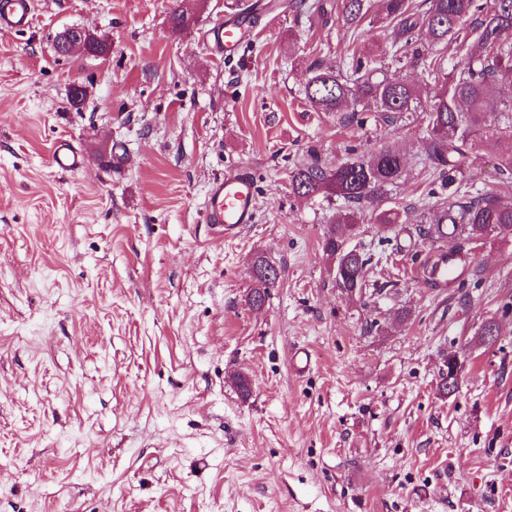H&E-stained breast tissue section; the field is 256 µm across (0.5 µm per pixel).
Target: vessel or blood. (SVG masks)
<instances>
[{
  "label": "vessel or blood",
  "instance_id": "1",
  "mask_svg": "<svg viewBox=\"0 0 512 512\" xmlns=\"http://www.w3.org/2000/svg\"><path fill=\"white\" fill-rule=\"evenodd\" d=\"M34 16L33 0H0V33L11 34L28 29ZM251 26L248 17L228 20L214 25L206 40L216 51L232 53L238 48L245 32ZM52 165L60 171H75L83 167L86 158L69 141L56 144L51 154ZM255 180L245 170L225 174L213 181L205 206V221L216 235L229 237L253 223L255 217ZM437 281L445 283L455 279L457 266L448 251H439L432 263Z\"/></svg>",
  "mask_w": 512,
  "mask_h": 512
}]
</instances>
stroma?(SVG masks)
<instances>
[{
	"instance_id": "35a3bbf8",
	"label": "stroma",
	"mask_w": 512,
	"mask_h": 512,
	"mask_svg": "<svg viewBox=\"0 0 512 512\" xmlns=\"http://www.w3.org/2000/svg\"><path fill=\"white\" fill-rule=\"evenodd\" d=\"M36 2L29 29L0 34V512H512V235L462 241L464 285L422 274L437 205L457 190L510 203L512 179L484 147L455 179L434 171L425 112L304 98L312 62L366 46L377 76L431 99L420 67L382 69L388 27L273 13L227 58L204 33L237 0H195L182 32L181 0ZM71 27L107 56L57 55ZM62 139L85 167L51 166ZM386 139L403 171L348 234L370 260L351 297L323 249L343 199L295 197L289 176ZM239 169L255 219L226 240L204 208ZM389 208L399 223H377ZM258 254L281 279L255 310Z\"/></svg>"
}]
</instances>
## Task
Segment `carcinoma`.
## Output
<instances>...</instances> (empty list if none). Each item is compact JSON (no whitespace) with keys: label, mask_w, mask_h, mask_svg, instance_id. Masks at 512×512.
<instances>
[{"label":"carcinoma","mask_w":512,"mask_h":512,"mask_svg":"<svg viewBox=\"0 0 512 512\" xmlns=\"http://www.w3.org/2000/svg\"><path fill=\"white\" fill-rule=\"evenodd\" d=\"M380 10L371 15L366 0H314L308 10L326 18L333 8L349 27L377 21L392 29L390 61L404 66H422L427 77L441 83L440 91L426 103L430 134L426 153L452 178L468 167L478 144L498 149V170L512 175V117L508 125L487 124L484 104L500 85H512V0H493L492 5L479 0H426L422 12L414 0H379ZM427 26L431 45L455 40L468 46L463 61L444 72L437 55H424L412 37L419 21ZM310 77L304 89L307 102L320 112H355L369 106L376 112L397 114L412 111L420 103L422 86L406 81L373 77L360 52L352 50L346 69L338 72L320 64L309 66ZM403 167L399 149L392 143L381 144L369 157H357L341 163L334 170L312 161L289 176L291 192L297 197L332 193L344 198L354 208L381 194L397 180ZM433 223L448 225L445 241L482 235L488 231L512 234V204L500 203L494 194L484 193L467 200L451 199L437 211ZM326 253L336 262V282L351 295L365 286L369 259L347 244V237L331 233L325 240ZM280 274L259 256L253 263L254 286L247 295L253 308L264 306L269 289L279 282Z\"/></svg>","instance_id":"cac0c4a2"}]
</instances>
